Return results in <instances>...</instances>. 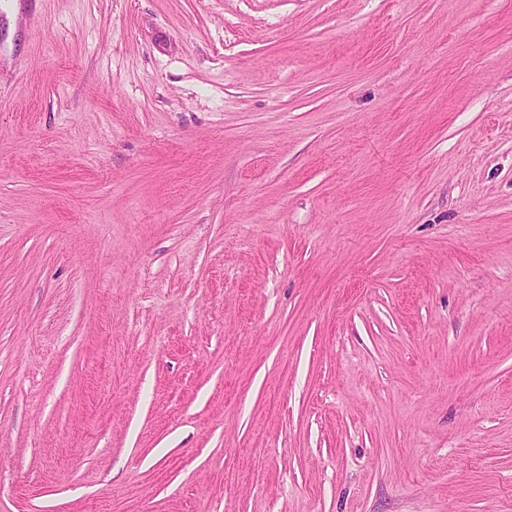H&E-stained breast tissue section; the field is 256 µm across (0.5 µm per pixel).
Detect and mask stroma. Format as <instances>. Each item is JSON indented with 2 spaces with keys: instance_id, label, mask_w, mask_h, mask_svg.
Instances as JSON below:
<instances>
[{
  "instance_id": "obj_1",
  "label": "stroma",
  "mask_w": 512,
  "mask_h": 512,
  "mask_svg": "<svg viewBox=\"0 0 512 512\" xmlns=\"http://www.w3.org/2000/svg\"><path fill=\"white\" fill-rule=\"evenodd\" d=\"M0 512H512V0H0Z\"/></svg>"
}]
</instances>
